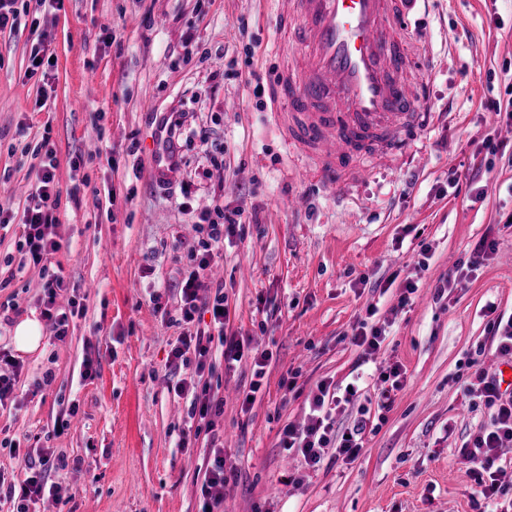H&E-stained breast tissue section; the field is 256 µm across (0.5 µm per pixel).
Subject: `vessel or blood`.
<instances>
[{"mask_svg":"<svg viewBox=\"0 0 512 512\" xmlns=\"http://www.w3.org/2000/svg\"><path fill=\"white\" fill-rule=\"evenodd\" d=\"M420 0H275L298 59L278 70L288 147L317 150L322 175L359 156L396 162L420 127L427 49L411 27ZM176 151L154 149V178H171Z\"/></svg>","mask_w":512,"mask_h":512,"instance_id":"vessel-or-blood-1","label":"vessel or blood"}]
</instances>
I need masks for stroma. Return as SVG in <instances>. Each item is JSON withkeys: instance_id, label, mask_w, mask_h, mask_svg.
I'll return each mask as SVG.
<instances>
[{"instance_id": "35a3bbf8", "label": "stroma", "mask_w": 512, "mask_h": 512, "mask_svg": "<svg viewBox=\"0 0 512 512\" xmlns=\"http://www.w3.org/2000/svg\"><path fill=\"white\" fill-rule=\"evenodd\" d=\"M45 27L54 65L43 77L27 73L29 30L0 32V206L11 217L0 223L10 310L0 351L21 365L0 404V477L13 482L26 456L48 448L67 466L36 512H201L210 449L171 390L189 371L171 366L180 330L150 293L167 288L162 304L178 315L173 284L200 215L220 200L242 213L217 257L224 332L251 350L202 375L224 399L211 418L224 437L221 512H484L459 449L489 419L467 406L468 363L491 345L490 324L512 315V123L486 107L512 88V0H429L414 33L429 50L427 108L440 119L415 133L403 166L342 169L348 192L295 173L318 164L289 153L273 109L276 60L291 51L273 0H64ZM175 103L224 153L206 175L199 140L184 142L179 178L163 185L151 174L155 116ZM45 143L63 236L50 269L68 283L56 305L81 314L67 336L45 334L24 353L11 323L41 312L45 278L17 243ZM483 238L495 249L461 272ZM410 284L415 301L399 307ZM380 288L376 318L389 335L364 361L351 337ZM389 362L403 365L405 386L382 412L376 375ZM356 374L363 388L337 406V432L364 408L383 418L358 458L329 449L310 467L289 456L280 434L307 425L317 384Z\"/></svg>"}]
</instances>
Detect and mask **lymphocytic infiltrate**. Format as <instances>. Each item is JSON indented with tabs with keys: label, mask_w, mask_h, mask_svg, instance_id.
I'll use <instances>...</instances> for the list:
<instances>
[{
	"label": "lymphocytic infiltrate",
	"mask_w": 512,
	"mask_h": 512,
	"mask_svg": "<svg viewBox=\"0 0 512 512\" xmlns=\"http://www.w3.org/2000/svg\"><path fill=\"white\" fill-rule=\"evenodd\" d=\"M55 154L46 150L45 159L36 172L38 187L28 198L22 223L24 231L18 242L19 250L29 254L34 263L49 260L61 247V222L56 214L59 191L55 184ZM240 213L227 210L223 204H215L206 226L205 238L199 239L196 247L189 251L190 266L180 281L181 307L179 317H167L166 322L181 327L182 333L170 352L172 364L194 366L196 372L214 369L216 361L232 366L245 355L243 342L224 335V324L228 317L223 287H216L213 298L203 301L197 293L199 279L212 269L215 251L223 245L226 237L235 233L240 225ZM472 373L468 383L469 392L479 398L490 413L487 424L469 434L460 448L465 462L466 474L477 484L484 497L501 495L500 469L498 462L512 450V392L502 389L496 371L487 369L483 360L470 362ZM175 390L178 395L190 396V417L196 418L205 432L211 435L213 459L207 466L205 482L201 488L204 497L203 512H216L224 499V446L213 436L208 419L223 408L222 399L212 387L198 385L193 380H180ZM336 395L329 385H318L310 402V417L304 430L285 427L282 432V448L302 456L308 465L320 462L326 449H335L344 459L355 460L363 449L365 421H358L348 436L336 435L331 406ZM66 466L63 456L44 450L37 460L26 466V478L20 485H8L7 497L18 500L17 512H30L29 506L43 499L49 491L48 475L51 471Z\"/></svg>",
	"instance_id": "obj_1"
}]
</instances>
